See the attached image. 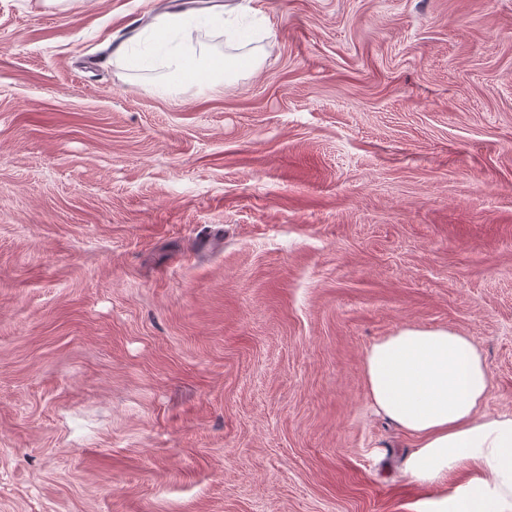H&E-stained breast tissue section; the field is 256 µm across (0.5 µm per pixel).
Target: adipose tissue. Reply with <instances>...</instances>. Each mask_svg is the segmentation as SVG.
<instances>
[{
  "mask_svg": "<svg viewBox=\"0 0 512 512\" xmlns=\"http://www.w3.org/2000/svg\"><path fill=\"white\" fill-rule=\"evenodd\" d=\"M212 29L229 43L249 39L225 14L175 13L153 26L147 53L124 56L123 64L134 71L163 68L165 77L156 86L162 96L176 82L211 84L231 69L259 68L258 59L230 62L193 42V32ZM364 368L375 410L415 441L405 466L410 479L430 486L464 464L480 471L454 495L428 501L420 512H512V417L483 414L490 375L472 337L402 328L367 350Z\"/></svg>",
  "mask_w": 512,
  "mask_h": 512,
  "instance_id": "1",
  "label": "adipose tissue"
}]
</instances>
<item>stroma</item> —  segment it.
I'll return each instance as SVG.
<instances>
[{"mask_svg": "<svg viewBox=\"0 0 512 512\" xmlns=\"http://www.w3.org/2000/svg\"><path fill=\"white\" fill-rule=\"evenodd\" d=\"M0 0V512H415L370 346L473 337L512 414V0ZM224 13H175L167 15L153 26L148 42V52L124 55L126 68L141 71L153 65L165 70V79L156 86V92L165 96L175 82L213 84L230 74L233 67L255 71L260 66L257 58H236L234 62L224 56L208 54L202 44L193 43L192 32L219 30L227 43H245L250 34L240 28L236 19Z\"/></svg>", "mask_w": 512, "mask_h": 512, "instance_id": "35a3bbf8", "label": "stroma"}]
</instances>
